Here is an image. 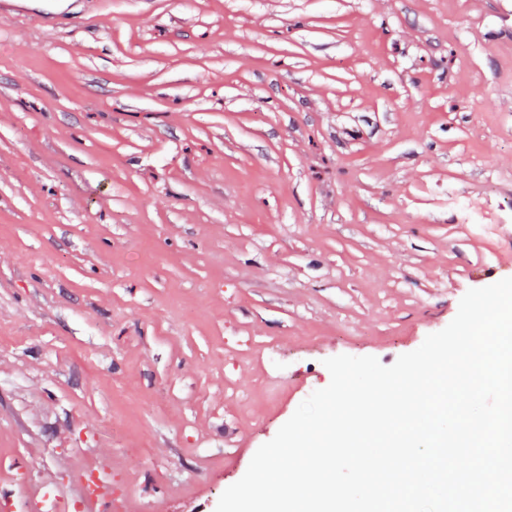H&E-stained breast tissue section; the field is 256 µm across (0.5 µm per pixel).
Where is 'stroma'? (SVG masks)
<instances>
[{
  "label": "stroma",
  "mask_w": 512,
  "mask_h": 512,
  "mask_svg": "<svg viewBox=\"0 0 512 512\" xmlns=\"http://www.w3.org/2000/svg\"><path fill=\"white\" fill-rule=\"evenodd\" d=\"M505 6L5 5L0 494L104 455L128 512H215L325 359L512 277Z\"/></svg>",
  "instance_id": "obj_1"
}]
</instances>
